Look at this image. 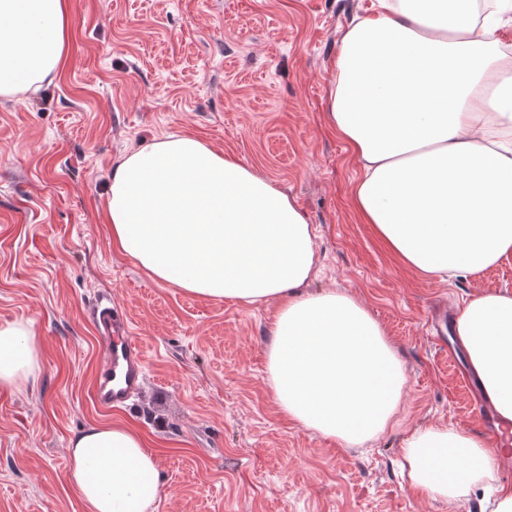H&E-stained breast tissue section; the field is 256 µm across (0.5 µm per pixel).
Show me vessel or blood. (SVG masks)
<instances>
[{
  "mask_svg": "<svg viewBox=\"0 0 512 512\" xmlns=\"http://www.w3.org/2000/svg\"><path fill=\"white\" fill-rule=\"evenodd\" d=\"M92 318L101 346L92 400L98 407L119 409L142 388L146 376L144 351L132 336L128 321L113 307L111 297L97 300Z\"/></svg>",
  "mask_w": 512,
  "mask_h": 512,
  "instance_id": "obj_1",
  "label": "vessel or blood"
}]
</instances>
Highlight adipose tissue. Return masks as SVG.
Masks as SVG:
<instances>
[{"label":"adipose tissue","instance_id":"obj_1","mask_svg":"<svg viewBox=\"0 0 512 512\" xmlns=\"http://www.w3.org/2000/svg\"><path fill=\"white\" fill-rule=\"evenodd\" d=\"M377 16L343 34L326 121L360 175L353 205L410 268L448 281L512 256V55L498 31L512 0L483 25L474 0H378ZM66 0H0V98L57 77L68 47ZM105 221L121 253L187 294L274 304L267 382L280 412L351 448L377 440L406 385L385 331L355 297L307 292L314 231L286 192L192 135H171L112 172ZM456 338L482 393L512 423V291L472 296ZM33 321L0 323V388L36 383ZM69 482L87 512H148L160 495L156 455L124 423L89 426L69 442ZM500 454L463 427L407 433L412 486L448 504L512 512Z\"/></svg>","mask_w":512,"mask_h":512}]
</instances>
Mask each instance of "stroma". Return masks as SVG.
Instances as JSON below:
<instances>
[{"instance_id":"1","label":"stroma","mask_w":512,"mask_h":512,"mask_svg":"<svg viewBox=\"0 0 512 512\" xmlns=\"http://www.w3.org/2000/svg\"><path fill=\"white\" fill-rule=\"evenodd\" d=\"M376 0H69L57 78L0 98V322L33 320L36 385L0 390V512H86L66 479L71 437L135 425L155 452L151 512H450L400 474L428 423L484 429L444 317L512 290V258L443 281L406 267L352 204L358 168L328 127L331 64ZM171 134L234 155L290 194L314 228L311 289L362 301L401 358L392 428L345 448L289 421L267 384L272 306L208 300L153 280L102 220L120 158ZM110 295L146 354L128 407L91 399L89 319Z\"/></svg>"}]
</instances>
